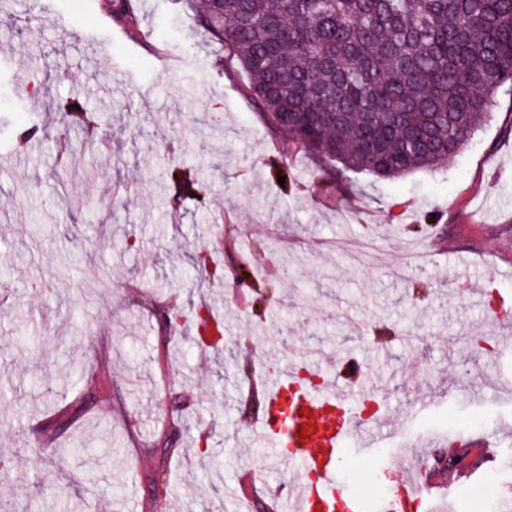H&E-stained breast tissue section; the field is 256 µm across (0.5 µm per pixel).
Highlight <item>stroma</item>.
Instances as JSON below:
<instances>
[{"label": "stroma", "instance_id": "35a3bbf8", "mask_svg": "<svg viewBox=\"0 0 512 512\" xmlns=\"http://www.w3.org/2000/svg\"><path fill=\"white\" fill-rule=\"evenodd\" d=\"M127 26L140 43L106 31L100 0H0V512H237L288 480L252 432L248 375L304 365L342 389L352 359L394 424L370 460L347 451L348 491H391L412 453L437 456L483 419L508 436L452 493L463 505L487 482L512 499V396L498 390L512 384V90L444 167L323 192L325 165L279 148L246 73L170 0H135ZM73 97L104 114V139H74L63 164L53 104ZM20 122L32 144L15 145ZM148 135L176 151L142 152ZM177 164L207 183L173 209L162 174ZM219 222L223 278L202 286L191 257ZM203 302L226 327L204 359L190 335ZM168 309L184 320L164 331ZM51 382L82 414L43 451L63 407ZM163 422L176 439L158 498L147 443ZM203 433L224 450L217 494L196 465Z\"/></svg>", "mask_w": 512, "mask_h": 512}]
</instances>
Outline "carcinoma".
<instances>
[{"label": "carcinoma", "instance_id": "obj_1", "mask_svg": "<svg viewBox=\"0 0 512 512\" xmlns=\"http://www.w3.org/2000/svg\"><path fill=\"white\" fill-rule=\"evenodd\" d=\"M195 29L224 47L249 77V99L282 143L341 164L340 174L399 178L444 166L512 85V0H180ZM121 27L130 0H102ZM68 128L93 140L100 119L71 99ZM195 274L220 278L201 250ZM196 324L216 350L224 321L209 307ZM74 400L46 421L54 436L80 414ZM154 481L167 491L166 435ZM201 471L212 491L223 476L209 447Z\"/></svg>", "mask_w": 512, "mask_h": 512}]
</instances>
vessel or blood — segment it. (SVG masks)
I'll list each match as a JSON object with an SVG mask.
<instances>
[{
	"label": "vessel or blood",
	"instance_id": "b4317fda",
	"mask_svg": "<svg viewBox=\"0 0 512 512\" xmlns=\"http://www.w3.org/2000/svg\"><path fill=\"white\" fill-rule=\"evenodd\" d=\"M293 393L295 412L284 415L282 398ZM373 402L378 406L372 422L384 424L390 419L386 395L379 392L337 393L334 386L315 387L293 369H285L267 379L263 387V413L258 430L277 459L288 463L294 475L301 477L297 489L280 494L279 512H330L340 494L339 461L349 442H356L357 451L370 456L377 446V434L362 429L361 408ZM309 435L298 439L299 428ZM497 445L494 432L469 438L462 452L468 464L460 475L471 478L484 464L494 459ZM446 477L429 474L426 481L402 480L389 502L379 503V512H413L423 489H447Z\"/></svg>",
	"mask_w": 512,
	"mask_h": 512
}]
</instances>
